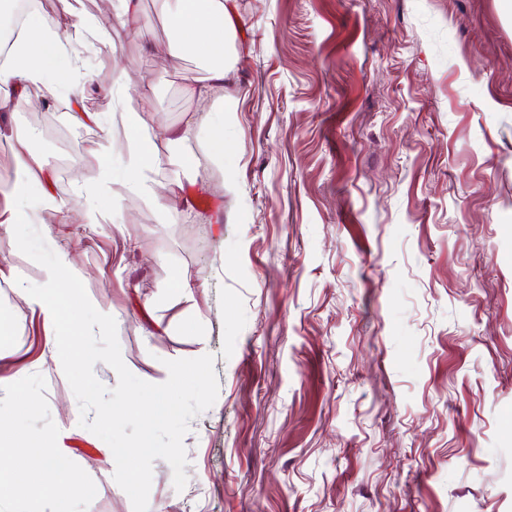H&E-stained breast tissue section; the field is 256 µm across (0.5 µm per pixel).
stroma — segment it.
Listing matches in <instances>:
<instances>
[{
	"mask_svg": "<svg viewBox=\"0 0 512 512\" xmlns=\"http://www.w3.org/2000/svg\"><path fill=\"white\" fill-rule=\"evenodd\" d=\"M223 160L194 128L196 183L124 196L114 224L18 225L0 268L36 282L66 247L84 293L114 311L136 377L215 357V404L190 422L183 490L153 462L148 512H512V6L507 0H232ZM97 17L79 105L106 112L116 65L149 84L146 127L184 129L203 80L169 55L159 0L140 25L106 0H45ZM45 107L0 116V181L15 140L44 156L47 192L73 216L98 131ZM195 282L193 298L172 287ZM0 395L24 443L63 437L74 512H133L110 447L76 398L40 320L0 288ZM34 401L16 416L15 406Z\"/></svg>",
	"mask_w": 512,
	"mask_h": 512,
	"instance_id": "obj_1",
	"label": "stroma"
}]
</instances>
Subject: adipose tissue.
I'll return each instance as SVG.
<instances>
[{"instance_id": "adipose-tissue-1", "label": "adipose tissue", "mask_w": 512, "mask_h": 512, "mask_svg": "<svg viewBox=\"0 0 512 512\" xmlns=\"http://www.w3.org/2000/svg\"><path fill=\"white\" fill-rule=\"evenodd\" d=\"M165 9L172 32L167 50L173 55L192 54L207 65V83L189 90L199 101H207L212 92L223 89L228 73L225 57L228 35L235 25L233 6L230 0H165ZM109 43L108 31L85 14L30 16L11 41L5 62L0 64V114L34 107L59 88L84 87L91 80L85 66L86 53L100 51ZM63 56L69 59L67 66L56 69L55 61ZM103 92L111 110L93 115L92 120L100 129L98 147L105 162L75 185L76 193L86 200L81 221L89 225L112 223L124 194L157 201L153 173L163 162L157 144L172 142L174 137L169 127L149 129L143 125L140 114L150 102L151 88L144 84L138 92H131L125 69L114 70ZM116 153L122 158L117 174L107 163ZM16 169L13 182L0 183V229L8 231L19 224L69 223L67 204L36 188L42 169L40 158L18 152ZM82 278L70 251L62 248L52 264L41 267L37 287H29L20 276L8 282L17 298L52 330L60 365L75 374L87 367L88 360L80 353L77 341L69 336L68 319L80 311L92 310L93 316L84 323L83 330L94 335L105 334L115 319L112 311L92 308L79 288ZM16 437L11 424L0 422V495L10 490L12 471L21 468L39 490L51 494L55 512H69L67 486L73 473L64 463L60 440L48 441L38 451L19 459L10 454Z\"/></svg>"}]
</instances>
